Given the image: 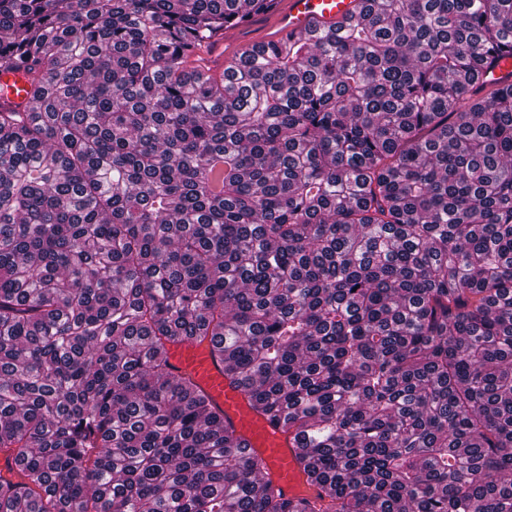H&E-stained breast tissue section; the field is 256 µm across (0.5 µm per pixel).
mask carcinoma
Segmentation results:
<instances>
[{"label": "carcinoma", "mask_w": 512, "mask_h": 512, "mask_svg": "<svg viewBox=\"0 0 512 512\" xmlns=\"http://www.w3.org/2000/svg\"><path fill=\"white\" fill-rule=\"evenodd\" d=\"M0 0V512H512V0ZM293 434L240 451L178 339ZM271 1L268 16L276 32L262 44L282 42L288 37L316 35L322 30H334L336 23L351 17L360 6V0ZM268 27L269 21L267 18L257 17L253 19L249 25L231 30L224 34V40H219L218 46L214 48L207 45V43H203L202 46L198 49V55L208 60H218L220 64H224L225 68L226 65L234 58L239 57L241 53L246 52L255 46V44L244 41L264 38L268 33ZM241 42L243 43L235 52L236 55L234 53L232 55L224 54L234 52V50ZM223 44L224 53L217 56V54L221 52V47ZM28 83L20 73L3 72L0 75V102L22 105L28 104ZM168 363L172 372L189 375L223 412L224 425H232L241 436L244 452L263 459L265 471L287 498L313 493L304 483L288 431L250 407L244 389L225 376L224 362L208 341L177 340L169 347Z\"/></svg>", "instance_id": "1"}]
</instances>
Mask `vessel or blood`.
Returning <instances> with one entry per match:
<instances>
[{
	"instance_id": "1",
	"label": "vessel or blood",
	"mask_w": 512,
	"mask_h": 512,
	"mask_svg": "<svg viewBox=\"0 0 512 512\" xmlns=\"http://www.w3.org/2000/svg\"><path fill=\"white\" fill-rule=\"evenodd\" d=\"M359 6L360 0H273L268 11L275 29L271 39L281 42L334 30L338 22L351 17ZM27 90L28 83L22 74H0L1 103L27 105ZM168 363L172 372L189 375L208 395L214 407L222 412L225 423L241 436L247 454L263 459L268 475L286 497L307 493L287 430L250 407L244 389L225 376L224 364L213 354L208 342L172 343Z\"/></svg>"
}]
</instances>
